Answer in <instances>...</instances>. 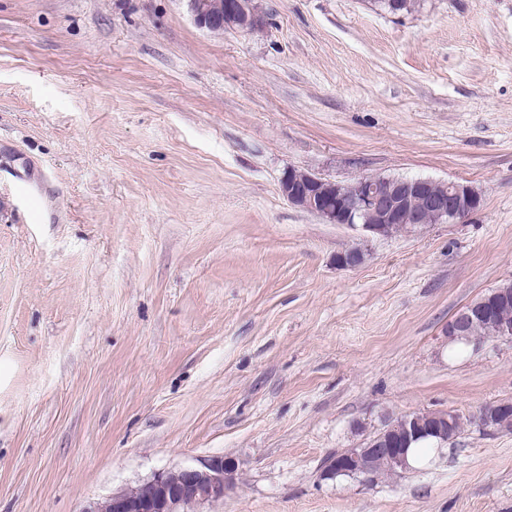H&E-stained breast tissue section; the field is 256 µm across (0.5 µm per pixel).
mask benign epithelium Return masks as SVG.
I'll list each match as a JSON object with an SVG mask.
<instances>
[{
    "label": "benign epithelium",
    "instance_id": "7a95c632",
    "mask_svg": "<svg viewBox=\"0 0 512 512\" xmlns=\"http://www.w3.org/2000/svg\"><path fill=\"white\" fill-rule=\"evenodd\" d=\"M194 23L213 32L218 29L249 32L263 24L255 0H187ZM279 191L289 204L314 213L327 224L359 227L372 236L385 237L404 225L461 223L482 206L481 193L461 182L431 178L364 176L343 182L319 177L295 169L280 179ZM364 253L350 248L337 255V262L347 268L362 264ZM512 287L500 285L482 301L461 309L448 321L445 334L450 341L479 342L470 328L481 325L493 330L500 340L512 341V324L500 322L498 306L509 298ZM451 411L427 412L405 416L380 431L363 448H349L328 471V475L367 474L379 464L394 472L408 468V445L418 439L435 437L448 441L452 425ZM482 426L496 430L512 428V402H500L483 415ZM174 483L166 471L154 474L148 483L152 493L138 498L127 491L115 492L103 505L87 512H190L205 504L224 499V494L238 481V465L222 456L204 460L198 466L178 470Z\"/></svg>",
    "mask_w": 512,
    "mask_h": 512
}]
</instances>
